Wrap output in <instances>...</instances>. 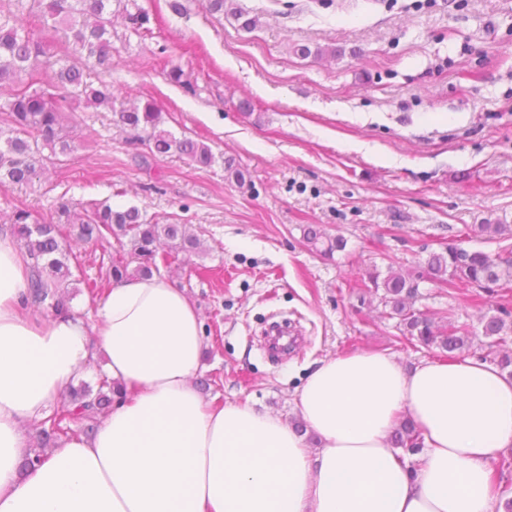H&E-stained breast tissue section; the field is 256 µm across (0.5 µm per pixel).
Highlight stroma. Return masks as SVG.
Wrapping results in <instances>:
<instances>
[{"label":"stroma","instance_id":"stroma-1","mask_svg":"<svg viewBox=\"0 0 512 512\" xmlns=\"http://www.w3.org/2000/svg\"><path fill=\"white\" fill-rule=\"evenodd\" d=\"M150 35L123 15L108 76L118 102L154 99L163 127L206 141L215 155L199 167L152 154L113 111L76 107L66 123L74 149L30 186L0 189V220L26 207L39 221L62 202L137 207L149 221L184 224L202 251L168 253L161 274L196 303L207 345L202 395L247 403L293 421L296 391L322 359L359 351L402 366L446 359L407 340L366 271L407 269L455 243L496 254L512 239L476 234L479 224H512V0H233L259 24L214 19L205 0H136ZM328 49L302 57L294 46ZM181 67L189 87L164 71ZM250 100L251 112L239 108ZM233 158L248 181L224 170ZM317 224L341 236L325 257L304 237ZM116 240L75 246L83 280L70 286L72 311L95 320L87 281L101 280L102 253ZM452 313L483 360L485 319L512 315V289L421 283L414 304ZM288 320L304 338L282 359L262 335Z\"/></svg>","mask_w":512,"mask_h":512}]
</instances>
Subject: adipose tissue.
Instances as JSON below:
<instances>
[{"mask_svg": "<svg viewBox=\"0 0 512 512\" xmlns=\"http://www.w3.org/2000/svg\"><path fill=\"white\" fill-rule=\"evenodd\" d=\"M29 276L0 230V512H496L492 464L512 449V376L497 366L324 359L297 392L303 435L201 395L203 322L164 276L113 284L90 325L35 314ZM93 360L112 382L111 412L24 467L27 425ZM406 418L424 443L414 470L388 444Z\"/></svg>", "mask_w": 512, "mask_h": 512, "instance_id": "1", "label": "adipose tissue"}]
</instances>
